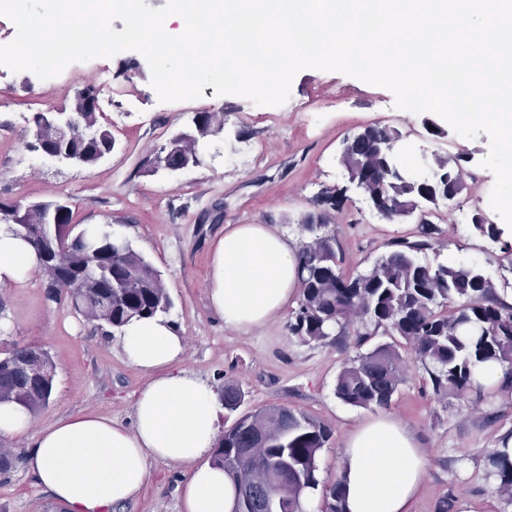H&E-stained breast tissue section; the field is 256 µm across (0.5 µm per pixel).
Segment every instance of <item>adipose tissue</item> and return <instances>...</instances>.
Returning a JSON list of instances; mask_svg holds the SVG:
<instances>
[{"mask_svg":"<svg viewBox=\"0 0 512 512\" xmlns=\"http://www.w3.org/2000/svg\"><path fill=\"white\" fill-rule=\"evenodd\" d=\"M296 243L265 224H228L212 246L207 296L226 326L252 329L279 318L300 285ZM38 267L29 244L0 224V287L27 282ZM121 344L148 376L124 425L97 411L78 412L39 431L30 411L0 403V437L28 441L26 463L62 512H112L138 497L152 463L187 467L183 512H233L236 489L207 460L219 444V397L182 363L186 345L165 318L131 321ZM427 457L399 420L371 417L344 440L338 478L347 512H411Z\"/></svg>","mask_w":512,"mask_h":512,"instance_id":"adipose-tissue-1","label":"adipose tissue"}]
</instances>
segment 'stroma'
Returning a JSON list of instances; mask_svg holds the SVG:
<instances>
[{"mask_svg":"<svg viewBox=\"0 0 512 512\" xmlns=\"http://www.w3.org/2000/svg\"><path fill=\"white\" fill-rule=\"evenodd\" d=\"M112 77L111 92L99 95L101 122L115 139L110 157L86 167L56 164L31 151V117L69 104L70 88L98 82L99 71ZM146 59L124 51L111 58L74 63L57 77L0 67V202L69 201L74 229L109 224L130 239L161 273L172 299L169 319L187 342L186 368L223 390L245 394L243 411L284 405L329 426L333 436L318 458L323 487L337 477L345 436L380 413L412 430L428 454L412 512H512V497L486 479L483 461L512 432V388L473 403L434 392L419 360L408 358L404 381L386 411L356 408L337 399L336 376L357 354L346 344L303 342L282 315L265 327H225L210 311L206 281L211 243L228 224H269L303 243L310 235L299 218L313 211L317 195L345 185L337 163L343 140L369 124L399 130L411 155L428 151L463 156V178H479L482 196H462L459 207L440 206L433 250L425 260L451 259L483 266L499 293L512 295V229L491 242L472 225L476 213L492 215L487 199L493 174L481 167L486 134L466 139L436 115L395 108L386 89L318 69L301 70L289 100L258 106L236 95H216L213 86L192 101H159L150 84ZM199 112L224 115V132L211 138L200 165L177 173L152 171L148 161ZM346 256L345 272H366L396 236L415 232L412 224L382 219L350 195L328 226ZM35 345L54 362L50 403L33 415L40 429L79 411L110 414L130 424L133 403L148 377L126 360L121 339L94 329L69 302L47 299L42 275L15 287L0 288V346ZM13 464L0 471V512H59L51 492L39 485L24 463L26 446L0 438ZM186 467L153 463L141 494L114 512H181L180 489Z\"/></svg>","mask_w":512,"mask_h":512,"instance_id":"stroma-1","label":"stroma"}]
</instances>
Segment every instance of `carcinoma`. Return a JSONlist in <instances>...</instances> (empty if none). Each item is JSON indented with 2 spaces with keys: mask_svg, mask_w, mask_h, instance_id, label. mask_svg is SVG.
I'll list each match as a JSON object with an SVG mask.
<instances>
[{
  "mask_svg": "<svg viewBox=\"0 0 512 512\" xmlns=\"http://www.w3.org/2000/svg\"><path fill=\"white\" fill-rule=\"evenodd\" d=\"M98 89L87 85L77 92L67 110L76 117L64 143L44 141L53 150L68 148L72 166H91L112 154V131L102 125L97 112ZM196 137L175 136L149 160L150 167L174 168L188 159L202 157L203 143L224 130V118L199 112ZM401 134L386 125H367L343 141L340 162L347 179L362 185V195L384 219L412 220L418 229L389 244V252L365 273L345 274V255L334 234H318L329 224L332 212L343 207L347 195L341 189L325 190L316 199L318 213H309L300 224L314 237L300 245L296 261L301 279L298 308L292 312L289 330L305 341L335 344L353 338L357 347L373 333L366 326L383 329L387 336L406 340L415 358L429 374L433 390L475 403L489 391L475 378L483 363L512 362V300L496 292L494 282L477 264L420 262L419 255L432 248L434 210L451 203L465 190L461 158L436 156L434 175L417 179L395 162ZM50 203L22 207L18 226L46 275L45 287L54 301L68 300L87 322L122 333L134 318L166 316L173 302L161 274L128 242L119 248L112 232L71 235V206H66L57 227L55 249L60 270L44 266L41 247L30 231L42 223ZM473 226L481 235L500 241L497 226L481 213ZM35 346H15L0 353V402L18 401L33 412L45 407L52 396L53 363H42L37 379H23L15 359L34 354ZM403 380L402 355L393 342L378 343L348 359L336 377L335 395L358 408H386ZM244 392L224 387V408L236 411ZM332 437L325 424L286 406H269L242 414L224 430L213 451V463L235 480L240 473L265 478L274 472L283 478L269 493L286 498L285 512H304L305 494L322 490L317 459ZM486 476L499 489L512 490V457L493 451L484 459ZM322 512H344L340 483L330 488Z\"/></svg>",
  "mask_w": 512,
  "mask_h": 512,
  "instance_id": "obj_1",
  "label": "carcinoma"
}]
</instances>
